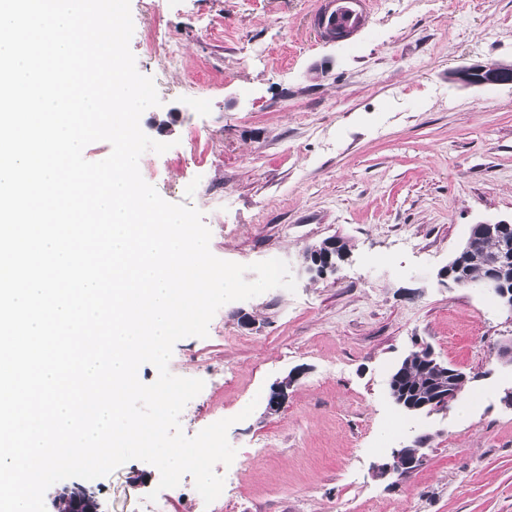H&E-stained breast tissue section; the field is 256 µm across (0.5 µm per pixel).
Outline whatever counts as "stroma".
Segmentation results:
<instances>
[{
    "instance_id": "stroma-1",
    "label": "stroma",
    "mask_w": 512,
    "mask_h": 512,
    "mask_svg": "<svg viewBox=\"0 0 512 512\" xmlns=\"http://www.w3.org/2000/svg\"><path fill=\"white\" fill-rule=\"evenodd\" d=\"M322 0H131L130 48L161 106L140 126L169 143L140 172L196 207L218 258H279L296 292L222 306L204 338L179 340L172 374L203 380L186 435L233 418L223 504L194 479L158 490L162 512H512V367L497 355L512 313L439 276L472 225L512 220V87L448 73L512 63V0H367L342 42L314 24ZM161 42L145 51L148 30ZM181 49L170 60L168 45ZM336 236L334 275L303 264ZM469 380L462 401L402 413L388 375L417 345ZM298 371L282 411L256 394ZM433 441L410 475H381L415 435ZM158 470L130 461L92 480L102 512H145Z\"/></svg>"
}]
</instances>
